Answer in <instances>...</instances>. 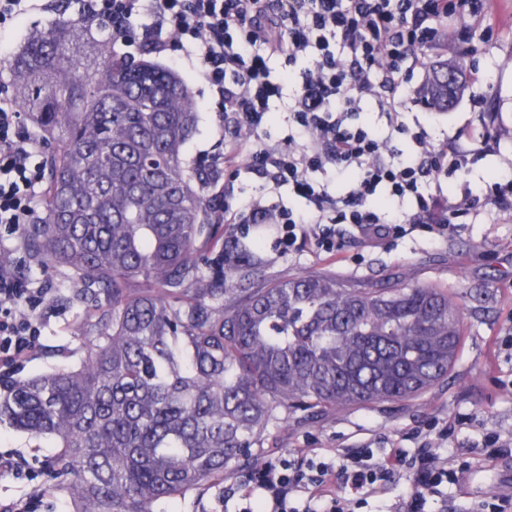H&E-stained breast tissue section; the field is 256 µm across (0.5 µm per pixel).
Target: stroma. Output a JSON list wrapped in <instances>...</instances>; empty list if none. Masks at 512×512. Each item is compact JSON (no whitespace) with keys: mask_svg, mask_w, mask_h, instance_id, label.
<instances>
[{"mask_svg":"<svg viewBox=\"0 0 512 512\" xmlns=\"http://www.w3.org/2000/svg\"><path fill=\"white\" fill-rule=\"evenodd\" d=\"M489 23L497 31L487 42L481 30ZM467 25L474 47L467 68L480 70L483 80L470 84L448 112L432 117L421 103L411 101L404 118L428 120L430 135L447 140L455 150L468 147L467 142L454 140L458 128L475 134L488 127L501 128L500 141L472 164V181L484 185L512 163V0H492L488 18H471ZM176 72L190 87L198 112L197 129L186 146L187 160L202 151L223 157L224 125L215 112L211 89L196 78L190 61H182ZM224 249L233 254L236 267L255 264L269 278L318 273L366 282L402 272L416 282L442 285L466 296L464 340L445 381L405 403L338 407L309 417L280 415L262 443L253 447L255 459L314 450L334 460L359 448H400L411 453L420 434L435 420L449 428L446 448L451 455L481 443L486 433L512 434V349L503 344L505 337L512 336V215L469 216L448 237L437 240L422 232L380 243L348 236L336 254L304 242L283 256L274 250L272 235L256 230L240 244L225 237ZM0 260L13 264L29 287L48 291L40 346L10 365H0V383L76 365L83 355L89 308L68 302L71 290L56 272L29 264L18 236L0 238ZM247 472V467H239L223 483L189 493L175 504L156 502L153 512H215L225 487H242ZM510 491L512 456L506 455L449 486L447 505H434L433 510L461 512L475 497Z\"/></svg>","mask_w":512,"mask_h":512,"instance_id":"1","label":"stroma"}]
</instances>
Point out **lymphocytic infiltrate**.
Segmentation results:
<instances>
[{
  "instance_id": "obj_1",
  "label": "lymphocytic infiltrate",
  "mask_w": 512,
  "mask_h": 512,
  "mask_svg": "<svg viewBox=\"0 0 512 512\" xmlns=\"http://www.w3.org/2000/svg\"><path fill=\"white\" fill-rule=\"evenodd\" d=\"M486 0H77L78 14L112 22V43L168 56L192 50L224 122V162L288 188L304 205L263 197H225L221 223L234 230L273 226L281 251L309 240L323 252L343 247L341 226L371 242L422 230L454 231L461 217L512 214V175L476 188L468 153L448 149L422 126L401 119L416 96L412 73L449 23L483 10ZM285 98L288 132L261 139L271 103ZM372 104V128L357 116ZM22 114L0 101V229L35 223L45 164ZM409 140L410 151L397 147ZM456 178L448 191L444 180ZM46 321L45 294L0 263V362L35 348ZM473 468L438 455L430 439L413 454L363 448L325 461L280 455L247 477L237 512H355L399 476L414 490L389 512H431ZM337 493H327L329 484Z\"/></svg>"
}]
</instances>
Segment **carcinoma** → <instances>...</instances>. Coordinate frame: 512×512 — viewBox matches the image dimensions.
<instances>
[{
    "instance_id": "1",
    "label": "carcinoma",
    "mask_w": 512,
    "mask_h": 512,
    "mask_svg": "<svg viewBox=\"0 0 512 512\" xmlns=\"http://www.w3.org/2000/svg\"><path fill=\"white\" fill-rule=\"evenodd\" d=\"M3 69L54 144L21 246L95 321L77 366L0 393V423L56 448L74 512H152L255 463L249 449L282 413L401 403L448 376L464 317L446 288L403 273L356 284L203 270L198 255L222 238L185 156L192 91L172 71L64 12ZM421 96L448 109L432 76Z\"/></svg>"
}]
</instances>
